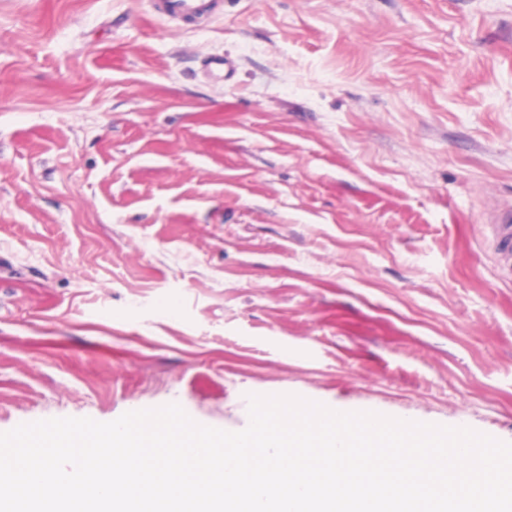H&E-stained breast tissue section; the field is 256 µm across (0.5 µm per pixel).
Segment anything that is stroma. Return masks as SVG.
Segmentation results:
<instances>
[{
	"label": "stroma",
	"mask_w": 512,
	"mask_h": 512,
	"mask_svg": "<svg viewBox=\"0 0 512 512\" xmlns=\"http://www.w3.org/2000/svg\"><path fill=\"white\" fill-rule=\"evenodd\" d=\"M504 209L512 0H0V432L295 394L512 442ZM157 14L171 18H199L210 16L216 9L217 0H152ZM494 223L500 271L512 278V211L502 213Z\"/></svg>",
	"instance_id": "35a3bbf8"
}]
</instances>
